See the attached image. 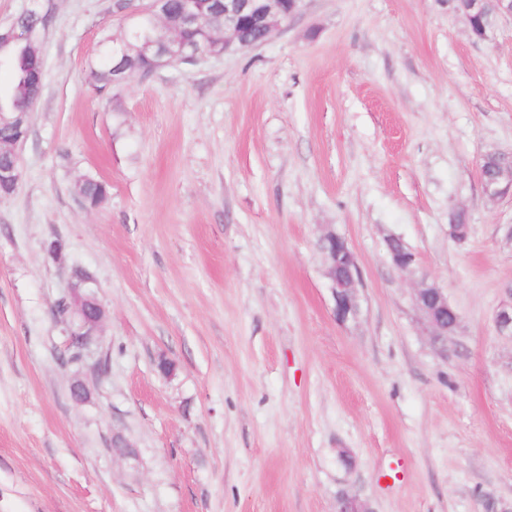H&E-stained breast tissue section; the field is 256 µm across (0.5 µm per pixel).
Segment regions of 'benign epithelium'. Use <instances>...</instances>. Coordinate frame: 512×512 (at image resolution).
I'll return each mask as SVG.
<instances>
[{
	"mask_svg": "<svg viewBox=\"0 0 512 512\" xmlns=\"http://www.w3.org/2000/svg\"><path fill=\"white\" fill-rule=\"evenodd\" d=\"M166 0H151L147 8L132 7L126 11V18L132 20L147 16L155 21H162L167 32L179 27L201 25V17L197 11L196 0H181V10L175 19H170L164 3ZM302 0H295L288 6L284 0H218L217 8L224 17V34L209 49L195 50L184 46L176 38L163 41L145 42L143 48L153 49L156 67L161 68L182 59L190 63L198 60L220 56L243 45L240 40L242 30L246 26L257 28L264 33L263 43H268L278 35L282 24L297 15ZM509 164L502 167L491 178L480 175L483 191L491 199H499L512 194V156H508ZM19 179L15 165L0 164V197L10 195ZM324 242L322 253L327 262V275L330 279L335 302L336 317L346 320L359 312L360 297L358 284L359 268L355 255L347 240L335 231L328 229L320 237ZM392 264L400 271L409 270L415 263V255L408 248L396 246L393 241L387 242ZM66 308L71 310L77 319L78 327L72 331L68 344L75 345L81 354L88 345L90 336L98 329L101 310L87 294L73 291L68 298ZM414 302L426 320L430 336L436 342H445L459 326V315L448 303V297L434 282L422 277L415 288ZM336 512H373L367 503L356 496L341 495L336 500Z\"/></svg>",
	"mask_w": 512,
	"mask_h": 512,
	"instance_id": "1",
	"label": "benign epithelium"
}]
</instances>
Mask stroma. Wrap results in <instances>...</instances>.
Listing matches in <instances>:
<instances>
[{"label": "stroma", "instance_id": "stroma-1", "mask_svg": "<svg viewBox=\"0 0 512 512\" xmlns=\"http://www.w3.org/2000/svg\"><path fill=\"white\" fill-rule=\"evenodd\" d=\"M40 5L43 90L0 199V512H512V197L479 169L512 151V19L480 40L441 0H304L264 45L98 100L127 21ZM328 229L361 271L353 319ZM82 275L103 318L71 363L56 308ZM424 275L460 318L444 354ZM104 46L99 61L90 68L89 87L91 92L98 97H104L112 88L120 86L112 82V78L115 77L113 69L115 55H112V47L108 44ZM78 194L91 206L101 203L108 193V186L104 182L87 178L77 187ZM320 242L325 243L321 250L327 262V275L333 292L336 317L341 320L355 317L360 306V274L355 255L347 240L334 230H326L320 237ZM339 270H344L345 274L340 275Z\"/></svg>", "mask_w": 512, "mask_h": 512}]
</instances>
